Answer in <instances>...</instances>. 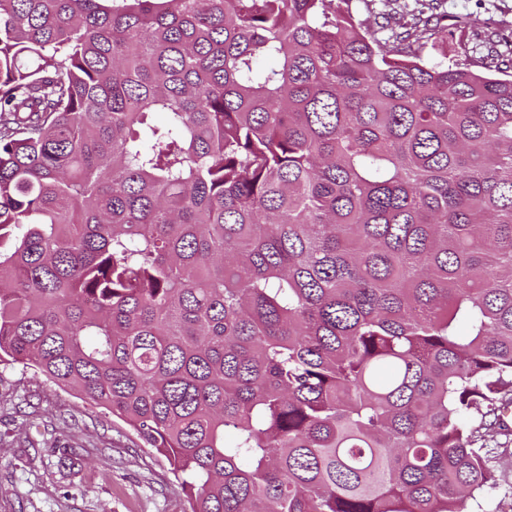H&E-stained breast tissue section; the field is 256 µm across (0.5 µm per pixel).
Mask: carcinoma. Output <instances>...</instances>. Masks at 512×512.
<instances>
[{"mask_svg":"<svg viewBox=\"0 0 512 512\" xmlns=\"http://www.w3.org/2000/svg\"><path fill=\"white\" fill-rule=\"evenodd\" d=\"M353 2L0 0V364L190 512H468L512 443V75Z\"/></svg>","mask_w":512,"mask_h":512,"instance_id":"1","label":"carcinoma"}]
</instances>
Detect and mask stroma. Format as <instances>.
I'll list each match as a JSON object with an SVG mask.
<instances>
[{"instance_id":"1","label":"stroma","mask_w":512,"mask_h":512,"mask_svg":"<svg viewBox=\"0 0 512 512\" xmlns=\"http://www.w3.org/2000/svg\"><path fill=\"white\" fill-rule=\"evenodd\" d=\"M512 41V0H445ZM470 512H512V454ZM190 512L167 459L121 420L45 378L0 366V512Z\"/></svg>"}]
</instances>
